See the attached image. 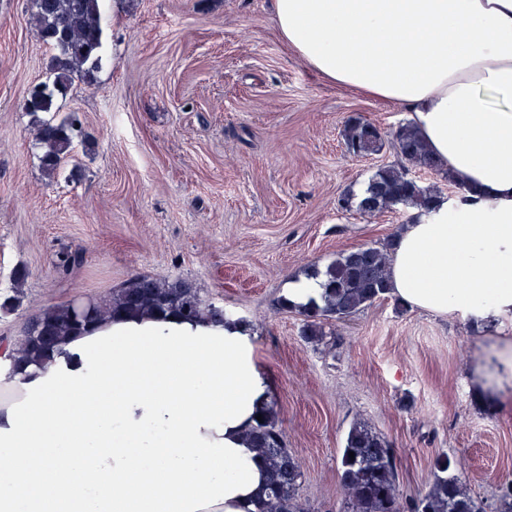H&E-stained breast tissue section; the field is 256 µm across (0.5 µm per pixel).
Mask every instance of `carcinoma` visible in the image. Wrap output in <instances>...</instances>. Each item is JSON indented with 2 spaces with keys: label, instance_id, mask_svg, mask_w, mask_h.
Wrapping results in <instances>:
<instances>
[{
  "label": "carcinoma",
  "instance_id": "cac0c4a2",
  "mask_svg": "<svg viewBox=\"0 0 512 512\" xmlns=\"http://www.w3.org/2000/svg\"><path fill=\"white\" fill-rule=\"evenodd\" d=\"M100 2L33 0V17L41 38L56 54L52 86L33 90L27 106L30 113L51 111L55 98L67 93L73 76L90 77L99 68ZM78 125L79 119L73 114L57 122L38 121L36 140L42 150L39 161L44 172L54 173L71 153ZM342 137L348 152L357 156L375 154L384 145L373 125L360 118L347 121ZM391 145L399 162L375 171L357 198L356 209L371 215L404 205L422 213L432 212L441 196L413 179L411 169L439 172V163L408 124L392 131ZM313 273L324 277V294L322 303L300 310L307 336L322 335L324 320L352 317L390 294V254L375 247L361 246L341 253L323 270L315 269ZM150 313H177L188 320L203 316L226 320L224 310L205 303L200 289L189 280L161 282L137 276L80 307L72 302L41 309L22 335L0 339L9 348L4 359L15 365L27 363L54 348L63 337L79 335L99 321ZM259 414L263 422L255 423L246 434L248 446L264 458L268 468V483L258 497L255 512H311L299 494L301 465L285 444L276 411L268 403ZM339 479L345 494L343 512H487L482 502L467 493L456 466L445 454L436 458L428 488L401 505L394 448L361 422L351 425L340 448Z\"/></svg>",
  "mask_w": 512,
  "mask_h": 512
}]
</instances>
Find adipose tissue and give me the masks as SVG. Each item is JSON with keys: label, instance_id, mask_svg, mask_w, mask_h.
I'll return each mask as SVG.
<instances>
[{"label": "adipose tissue", "instance_id": "adipose-tissue-1", "mask_svg": "<svg viewBox=\"0 0 512 512\" xmlns=\"http://www.w3.org/2000/svg\"><path fill=\"white\" fill-rule=\"evenodd\" d=\"M281 38L330 83L396 103L454 205L395 238L392 293L484 330L475 383L512 387V0H273ZM270 400L238 320L95 324L0 370V512H252L244 436Z\"/></svg>", "mask_w": 512, "mask_h": 512}]
</instances>
